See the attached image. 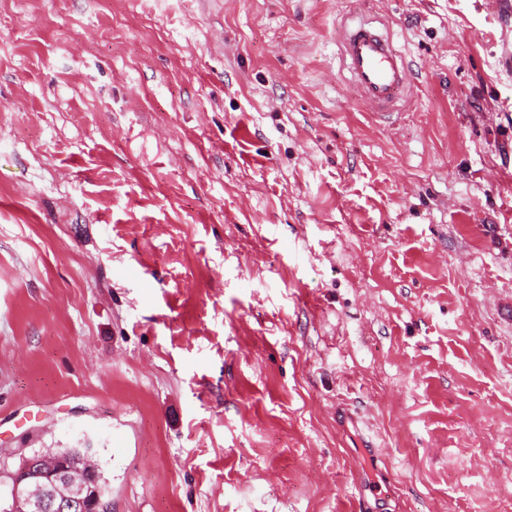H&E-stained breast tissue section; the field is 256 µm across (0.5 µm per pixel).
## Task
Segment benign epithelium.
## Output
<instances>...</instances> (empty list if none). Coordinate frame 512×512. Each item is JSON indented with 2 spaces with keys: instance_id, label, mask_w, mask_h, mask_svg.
I'll use <instances>...</instances> for the list:
<instances>
[{
  "instance_id": "7a95c632",
  "label": "benign epithelium",
  "mask_w": 512,
  "mask_h": 512,
  "mask_svg": "<svg viewBox=\"0 0 512 512\" xmlns=\"http://www.w3.org/2000/svg\"><path fill=\"white\" fill-rule=\"evenodd\" d=\"M35 451L14 468L0 465V512H110L106 482L88 454Z\"/></svg>"
}]
</instances>
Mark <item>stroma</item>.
Masks as SVG:
<instances>
[{
  "instance_id": "obj_1",
  "label": "stroma",
  "mask_w": 512,
  "mask_h": 512,
  "mask_svg": "<svg viewBox=\"0 0 512 512\" xmlns=\"http://www.w3.org/2000/svg\"><path fill=\"white\" fill-rule=\"evenodd\" d=\"M0 448L111 512H353L365 448L393 512H507L512 0H0ZM371 20L348 28L342 56L357 92L376 110L395 106L409 90V67L391 37Z\"/></svg>"
}]
</instances>
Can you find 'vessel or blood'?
Here are the masks:
<instances>
[{"label": "vessel or blood", "instance_id": "vessel-or-blood-1", "mask_svg": "<svg viewBox=\"0 0 512 512\" xmlns=\"http://www.w3.org/2000/svg\"><path fill=\"white\" fill-rule=\"evenodd\" d=\"M342 56L357 92L377 110L395 106L409 90V67L389 35L372 21L360 20L348 28ZM357 512H386V497L368 498L375 480L370 470L359 472Z\"/></svg>", "mask_w": 512, "mask_h": 512}]
</instances>
